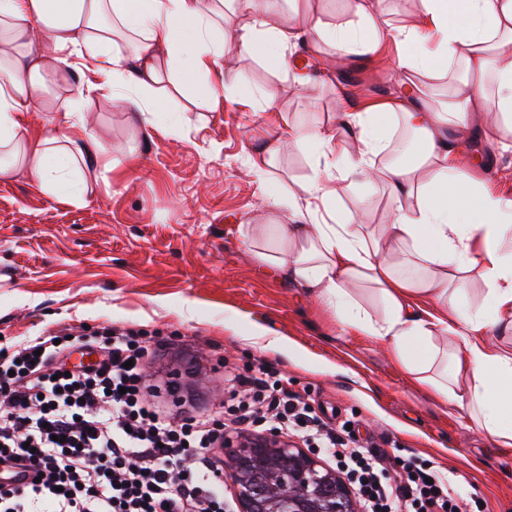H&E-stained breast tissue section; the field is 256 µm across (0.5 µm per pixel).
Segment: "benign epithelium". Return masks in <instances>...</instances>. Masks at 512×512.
Returning a JSON list of instances; mask_svg holds the SVG:
<instances>
[{
	"mask_svg": "<svg viewBox=\"0 0 512 512\" xmlns=\"http://www.w3.org/2000/svg\"><path fill=\"white\" fill-rule=\"evenodd\" d=\"M229 458L238 512H355L352 488L279 432L233 440Z\"/></svg>",
	"mask_w": 512,
	"mask_h": 512,
	"instance_id": "1",
	"label": "benign epithelium"
}]
</instances>
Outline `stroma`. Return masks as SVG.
Returning <instances> with one entry per match:
<instances>
[{
	"label": "stroma",
	"mask_w": 512,
	"mask_h": 512,
	"mask_svg": "<svg viewBox=\"0 0 512 512\" xmlns=\"http://www.w3.org/2000/svg\"><path fill=\"white\" fill-rule=\"evenodd\" d=\"M396 61L326 76L297 95L285 75L238 63L235 87L206 102L177 95L159 126L103 105L94 130L110 155L91 163L85 197L64 202L26 172L0 181V350L50 329L126 322L162 344L146 364L149 385L183 384L162 409H224V366L277 363L293 390L361 440L447 473L465 512H512V447L500 448L459 411L418 386L371 336L343 332L336 317L255 257L248 239L272 238L288 221L249 157L280 119L310 127L348 102L397 90ZM274 92V107L256 104ZM283 336L269 352L254 329Z\"/></svg>",
	"instance_id": "35a3bbf8"
}]
</instances>
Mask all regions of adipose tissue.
I'll use <instances>...</instances> for the list:
<instances>
[{
    "label": "adipose tissue",
    "instance_id": "obj_1",
    "mask_svg": "<svg viewBox=\"0 0 512 512\" xmlns=\"http://www.w3.org/2000/svg\"><path fill=\"white\" fill-rule=\"evenodd\" d=\"M347 16L262 11L258 0H0V180L19 170L60 199L80 195L90 158L110 149L86 122L99 98L154 123L170 92L199 83L207 95L233 90L225 56L264 60L291 75L296 90L311 77L289 51L305 43L333 48L337 63L366 62L395 47L401 89L361 112H339L305 129L281 122L255 151L253 171L282 190L273 160L283 146L312 149L302 196H289L293 223L275 227L256 257L335 312L344 331L385 341L420 385L456 407L502 447H512V195L464 176L457 159L482 130V113L512 124V0H420L401 23L380 17L376 0H347ZM245 16L221 31L225 7ZM89 72L71 95L74 64ZM448 81L436 99L421 74ZM496 91H483L486 75ZM43 113L33 139L25 121ZM418 137L408 164L377 165L390 142L383 116ZM380 180L395 204L388 223L370 228L356 187ZM354 199L333 223L316 219L318 202ZM486 286L483 307L463 309L472 275Z\"/></svg>",
    "mask_w": 512,
    "mask_h": 512
}]
</instances>
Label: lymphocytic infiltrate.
Masks as SVG:
<instances>
[{"label": "lymphocytic infiltrate", "instance_id": "lymphocytic-infiltrate-1", "mask_svg": "<svg viewBox=\"0 0 512 512\" xmlns=\"http://www.w3.org/2000/svg\"><path fill=\"white\" fill-rule=\"evenodd\" d=\"M151 340L131 327L49 330L0 355V466L23 463L34 481L0 478V512H225L216 452L226 426H262L312 441L335 459L362 512H460L433 463L369 451L329 427L276 365L228 373L227 419L172 422L144 386ZM79 349L93 366H69Z\"/></svg>", "mask_w": 512, "mask_h": 512}]
</instances>
